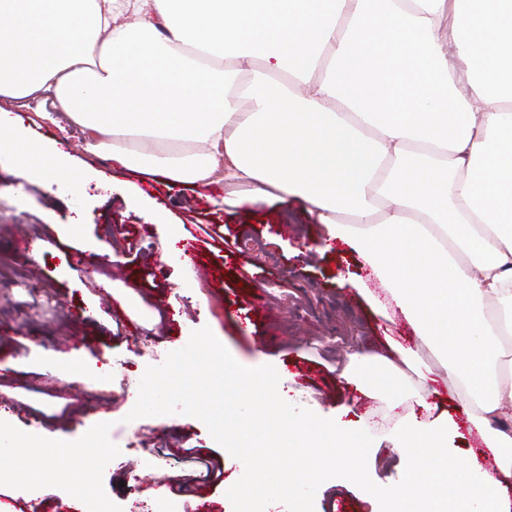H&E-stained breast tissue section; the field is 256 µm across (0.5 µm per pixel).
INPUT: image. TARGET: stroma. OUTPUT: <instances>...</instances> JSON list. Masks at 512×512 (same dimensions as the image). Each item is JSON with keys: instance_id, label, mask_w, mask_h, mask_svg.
Here are the masks:
<instances>
[{"instance_id": "stroma-1", "label": "stroma", "mask_w": 512, "mask_h": 512, "mask_svg": "<svg viewBox=\"0 0 512 512\" xmlns=\"http://www.w3.org/2000/svg\"><path fill=\"white\" fill-rule=\"evenodd\" d=\"M21 115L30 141L57 140L75 163L92 165L103 177L72 196L62 183L23 180L21 168L0 162V425L35 442L20 460H0L7 475L0 482V512H62L45 471L47 444L72 445L90 429L99 437V452L76 470L67 459L58 461L71 471L81 512H128L132 501L157 497L233 512L225 492L243 470L203 422L180 414L126 419L153 353L183 348L192 331L205 326L238 363L273 365L293 404L324 418L344 410L351 427L377 421L369 475L381 486L400 481L406 463L384 437L392 397H364L339 379L337 366L352 352H385L387 337L411 343L415 336L404 319L392 323L374 314L358 293V279L374 289L379 283L356 254L337 240L322 245L321 225L300 205L233 209L223 202L224 183L170 184L113 169L87 150L80 128L60 130L27 109ZM116 179L155 197L170 211V223L128 205L112 190ZM79 209L84 223L60 235V225ZM207 224L219 225L220 235H206ZM283 224L293 225V233L281 234ZM22 238L44 246L25 251L18 245ZM186 238L198 243L210 281L180 265ZM131 242L138 256L128 254ZM103 278L127 299L140 341L105 313L98 293ZM64 336L83 337L101 381L76 382L45 367V360L66 356ZM115 377L126 378L127 392L108 389L107 380ZM188 448L215 453L224 471L220 484L200 479V464L184 454ZM150 452L159 458L163 479L143 489L131 464ZM175 477L187 482L188 494H173ZM314 512H380V506L349 480L332 478L318 488Z\"/></svg>"}]
</instances>
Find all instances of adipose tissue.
Returning <instances> with one entry per match:
<instances>
[{
  "instance_id": "1",
  "label": "adipose tissue",
  "mask_w": 512,
  "mask_h": 512,
  "mask_svg": "<svg viewBox=\"0 0 512 512\" xmlns=\"http://www.w3.org/2000/svg\"><path fill=\"white\" fill-rule=\"evenodd\" d=\"M261 59L239 87L237 73ZM228 62L213 71L210 60ZM37 100L113 167L221 180L236 207L305 206L378 279L387 319L418 341L351 356L342 378L428 385L430 350L478 445L461 474L423 459L455 420L405 408L408 460L385 512H512V0H0V99ZM0 109V155L69 177L53 142L28 149Z\"/></svg>"
}]
</instances>
